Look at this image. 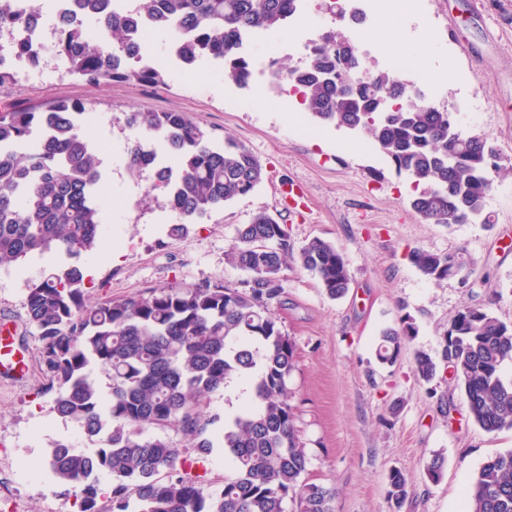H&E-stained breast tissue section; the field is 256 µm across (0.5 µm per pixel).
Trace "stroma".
Wrapping results in <instances>:
<instances>
[{"instance_id":"1","label":"stroma","mask_w":512,"mask_h":512,"mask_svg":"<svg viewBox=\"0 0 512 512\" xmlns=\"http://www.w3.org/2000/svg\"><path fill=\"white\" fill-rule=\"evenodd\" d=\"M331 5L309 0L306 13L266 33L254 48V68L270 59L286 68L303 65L301 44L337 26ZM344 35L367 72L386 70L394 54L397 77L420 86L439 109L472 107L468 134L486 139L502 164L512 165V0H393L387 13ZM425 43L433 46L430 56L415 59L414 50ZM146 49L169 70L164 84H86L63 75L48 56L41 80L0 88L2 112L42 111L65 99L92 109L85 126L105 151L106 232L117 254L97 250L78 258L87 303L169 286H240L245 275L226 263L225 253L238 228L260 211L286 225L295 247L315 238L331 242L348 264L347 295L330 299L307 271L292 265L282 273L284 293L273 307L295 350L292 404L309 458L305 479L335 489V512H465L481 465L512 449V429L484 431L470 419L448 367L423 382L414 359L439 356L449 321L463 306L512 322V175L495 178L473 223H427L411 208L414 189L406 175L363 134L316 125L296 92L258 80L238 87L214 62L181 68L155 35ZM450 70L454 79H444ZM163 111L186 113L215 143L233 137L267 171L254 192L189 225L180 238L168 234L176 215L146 200V181L132 178L123 162L126 113ZM291 184L305 188L309 220L286 208L283 190ZM414 249L464 253L471 272L429 281L408 258ZM65 262L48 253L0 267V321H18L15 341L29 366L24 378L0 376V512H78L44 460L56 441L83 450L88 444L74 424L55 414L44 392L41 341L25 309L28 283ZM407 323L414 335L394 364H381V332ZM436 454L444 466L435 483L426 464ZM393 469L409 484L398 510L387 496Z\"/></svg>"}]
</instances>
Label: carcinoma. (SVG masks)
Returning <instances> with one entry per match:
<instances>
[{
  "instance_id": "cac0c4a2",
  "label": "carcinoma",
  "mask_w": 512,
  "mask_h": 512,
  "mask_svg": "<svg viewBox=\"0 0 512 512\" xmlns=\"http://www.w3.org/2000/svg\"><path fill=\"white\" fill-rule=\"evenodd\" d=\"M0 0V37L26 55L43 59L24 32L42 27L44 5L27 10ZM55 20L52 55L63 73L89 84L103 81L166 82L133 34L147 17L179 64L224 63L225 79L249 86L246 34L281 28L303 0H47ZM363 68L354 46L327 30L310 41L306 64L288 72L302 105L319 125L365 134L412 182L414 212L432 224H467L484 211L492 175L509 174L493 149L476 135L454 133V113L422 102L393 108L409 95L387 72L368 76L350 92L336 76ZM89 108L60 100L42 112H0V266L27 256L56 253L78 258L103 244L100 151L85 129ZM124 151L130 175L148 180L146 196L162 198L186 225L253 192L265 179L260 159L231 138L224 146L183 112H130ZM161 138L175 156L165 164L153 143ZM227 262L247 275L242 287L205 284L153 290L95 306L84 303V273L68 264L27 286L28 320L41 336L40 366L53 393L52 409L93 445L67 441L51 448L46 464L79 512H334L335 490L304 479L309 459L294 424L289 379L294 347L270 310L283 290L282 271L294 261L331 299L344 297L351 277L343 255L325 240L295 249L285 225L265 211L237 230ZM410 260L440 283L470 269L459 253L421 250ZM410 324L387 329L377 356L398 359ZM453 369L472 420L488 432L512 429V323L485 309L465 306L451 318L441 351ZM100 366L111 379L109 398L94 377ZM439 363L415 357V374L429 382ZM251 379L250 402L215 432L199 409L201 398L235 378ZM173 429L186 447L208 454L218 446L231 474L218 494L178 467L184 449L164 433ZM112 477L110 509L98 506L99 475ZM409 493L405 475L389 476L388 497L401 508ZM467 512H512V449L485 461L469 493Z\"/></svg>"
}]
</instances>
